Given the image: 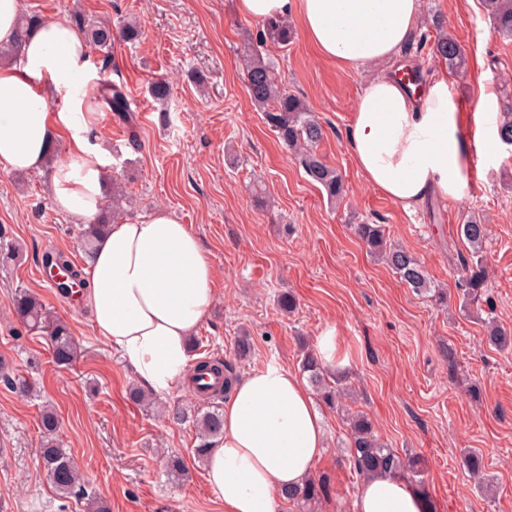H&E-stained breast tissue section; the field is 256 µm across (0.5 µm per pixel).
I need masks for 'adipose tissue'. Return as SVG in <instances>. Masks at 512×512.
<instances>
[{"mask_svg": "<svg viewBox=\"0 0 512 512\" xmlns=\"http://www.w3.org/2000/svg\"><path fill=\"white\" fill-rule=\"evenodd\" d=\"M238 9L256 19L297 16L319 54L341 68L379 65L347 131L351 158L373 188L406 210L431 196L463 197L470 153L447 76L411 92L394 73L420 25L421 0H238ZM88 71L87 43L64 16L40 22L19 63L0 66V168L41 170L54 140L69 135L74 160L55 171L54 203L85 225L107 195V154L89 137L97 84ZM56 97L63 106L49 109ZM84 273L96 336L145 390L177 388L193 359L190 339L215 298L214 270L191 226L165 209L112 221ZM325 448L309 388L296 371L269 364L247 372L225 400L206 483L224 512H276L282 492L312 476ZM356 512H427V504L405 479L377 475L359 486Z\"/></svg>", "mask_w": 512, "mask_h": 512, "instance_id": "adipose-tissue-1", "label": "adipose tissue"}]
</instances>
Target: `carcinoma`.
Masks as SVG:
<instances>
[{"instance_id": "obj_1", "label": "carcinoma", "mask_w": 512, "mask_h": 512, "mask_svg": "<svg viewBox=\"0 0 512 512\" xmlns=\"http://www.w3.org/2000/svg\"><path fill=\"white\" fill-rule=\"evenodd\" d=\"M482 7L490 18L493 33L503 40L512 41V0H481ZM40 22L33 15L21 23L19 38L0 56L17 54L23 41ZM90 46L101 52L112 47L114 30L107 22H97L89 26L82 25ZM293 33L283 19H268L259 33L258 42L270 39L286 45L291 42ZM435 53L446 62L451 71H461L466 66V57L460 44L452 37L441 35L435 42ZM247 90L251 101L263 110L268 125L277 138L288 147L292 158L299 163L310 181L317 184L326 193L330 202L340 200L345 193L342 174L328 165L316 151L323 138V127L298 96L288 92L277 80L272 63L265 60L257 49L243 56ZM102 100L110 111L122 116L130 112L128 99L124 91L115 85L102 89ZM103 226L89 224L81 226L79 236L87 249H93L102 234ZM355 232L370 252L384 257L398 275L401 282L412 290L431 295L432 300L442 303L446 292L432 284L419 260L408 251L388 244L383 226L380 224H358ZM488 235L487 225L472 218L460 225V236L469 248V256L461 257L460 266L464 272L458 287L462 303L479 300L487 287L488 272L483 260V246ZM13 315L30 331L42 335L49 343L53 359L58 365H69L77 357V343L70 327L64 321L55 318L41 300L34 294L20 291L12 303ZM489 343L506 348L512 346V332L491 324L488 327ZM302 371L315 388L317 394L328 404H335L347 395V388L341 383H325L323 364L316 353L308 351L301 359ZM238 381L235 367L220 359L204 358L195 365L187 384L192 390H201L208 400L223 399L228 396ZM350 458L356 472L364 477L375 474L403 477L414 472V465L403 460L377 437L373 423L362 413L350 418ZM196 426L200 433V442L194 449L197 459L206 457L213 439L222 435L224 416L215 407L196 417ZM40 427L44 434L40 453L48 479L56 492L65 498L75 497L86 500L87 512H109L106 502L87 492L72 457L59 447L56 433L58 429L57 413L45 406L42 409ZM463 467L472 477L478 478L484 469L483 455L471 451L463 459ZM329 483L324 477L310 478L298 488H289L282 492V498L304 507L318 502L328 495Z\"/></svg>"}]
</instances>
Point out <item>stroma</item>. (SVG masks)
Here are the masks:
<instances>
[{
  "mask_svg": "<svg viewBox=\"0 0 512 512\" xmlns=\"http://www.w3.org/2000/svg\"><path fill=\"white\" fill-rule=\"evenodd\" d=\"M21 10L138 23L135 42L90 53L92 76L125 88L132 121L98 99L90 109L112 185L128 200L126 218L167 209L191 225L213 266L218 293L195 334V357L224 359L241 375L268 364L296 370L304 351L334 332L329 375L355 392L352 410L367 413L390 448L418 458L430 512H512V348L486 339L488 320L512 330V147L497 135L512 108V41L493 34L481 0H422V24L400 53L401 65L425 78L445 69L434 53L440 33L466 53L448 91L465 116L468 190L448 203L427 198L411 212L370 187L350 156L346 130L367 70L320 58L301 28L290 44L269 41L260 51L322 124L317 151L347 185L337 203L307 180L251 102L240 55L262 23L240 14L237 0H21ZM161 78L170 93L158 101L149 88ZM53 156L35 172L0 169V244L15 250L0 264V372L38 391L24 397L0 383V512H84L83 501L58 496L38 463L47 402L61 447L111 512H224L191 453L194 418L206 404L184 385L159 397L157 409L132 403V371L96 337L81 302L42 276L50 252L85 264L79 226L52 196L56 167L71 158L66 139ZM472 214L489 225V279L482 300L466 306L457 283L468 246L456 227ZM358 224L383 225L388 241L414 253L431 281L447 287V306L401 283L356 237ZM19 289L69 325L82 349L72 365L57 366L46 341L13 316ZM285 292L296 303L290 313L278 305ZM242 335L251 342L243 360L235 354ZM177 406L185 421L169 419ZM320 412L327 452L315 473L327 476L329 494L313 512H356L362 479L349 460L346 420L325 405ZM467 450L484 457L485 487L462 467ZM171 452L183 456L186 479L167 476Z\"/></svg>",
  "mask_w": 512,
  "mask_h": 512,
  "instance_id": "35a3bbf8",
  "label": "stroma"
}]
</instances>
